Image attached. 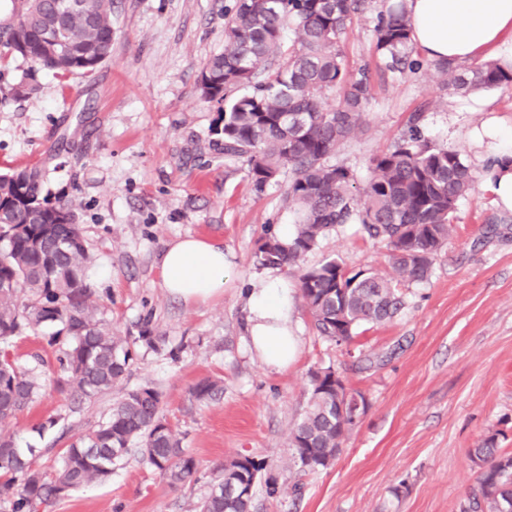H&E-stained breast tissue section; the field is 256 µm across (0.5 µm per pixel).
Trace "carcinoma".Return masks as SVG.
Returning <instances> with one entry per match:
<instances>
[{"label":"carcinoma","instance_id":"1","mask_svg":"<svg viewBox=\"0 0 512 512\" xmlns=\"http://www.w3.org/2000/svg\"><path fill=\"white\" fill-rule=\"evenodd\" d=\"M15 27L0 32V47L57 76L89 74L112 55L113 0H10ZM374 15L375 49L391 72L432 67L461 95L512 90V68L428 61L415 49L405 0H233L224 51L204 65L199 90L220 105L224 160L247 161V175L263 189L289 173L288 206L295 216L290 239L265 226L256 250L262 266L296 273L297 288L319 334L348 342L364 324L381 325L403 307L402 284L423 283L451 239L457 203L470 193L476 170L453 147L422 135L420 114L392 149L369 159L370 175L357 186L355 172L332 162L358 133L373 97L367 69H350L337 49L353 21ZM293 34L286 44V32ZM339 92L331 107L326 94ZM38 167L0 174V346L25 330L43 336L55 352L58 391L75 405L94 401L120 384L139 344L156 348L150 320L130 339L112 334L102 303L87 281L91 255L70 199L43 196ZM341 224H359L389 247L388 271L349 270L329 258L307 267L306 256ZM332 367L309 371L310 397L289 430V466L303 474L331 466L351 422L339 411L351 392ZM42 388L34 370L9 354L0 357V505L8 512H37L49 501L112 476L134 457L172 483L196 479V460L161 413L162 393L151 386L128 390L109 414L61 449L58 468L35 467V449L19 448L6 426ZM224 394V382L203 378L191 390L197 403ZM480 467L469 512H512V455L489 437L470 451ZM264 462L238 455L216 469L209 492L191 512H251L254 494L243 486L280 488Z\"/></svg>","mask_w":512,"mask_h":512}]
</instances>
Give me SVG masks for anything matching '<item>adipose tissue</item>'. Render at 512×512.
Returning a JSON list of instances; mask_svg holds the SVG:
<instances>
[{"label":"adipose tissue","mask_w":512,"mask_h":512,"mask_svg":"<svg viewBox=\"0 0 512 512\" xmlns=\"http://www.w3.org/2000/svg\"><path fill=\"white\" fill-rule=\"evenodd\" d=\"M407 10L416 48L427 59L512 64V0H407ZM488 136L503 145L490 189L498 205L512 210V130L493 128ZM160 271L163 288L184 301L221 295L228 276L224 245L184 236L167 245ZM293 303L292 290L277 279L250 296L251 346L267 369L287 368L298 354L300 338L289 324Z\"/></svg>","instance_id":"ef3b65f1"}]
</instances>
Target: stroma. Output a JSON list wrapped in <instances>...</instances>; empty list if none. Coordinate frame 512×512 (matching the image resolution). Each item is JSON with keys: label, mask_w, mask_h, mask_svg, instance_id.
<instances>
[{"label": "stroma", "mask_w": 512, "mask_h": 512, "mask_svg": "<svg viewBox=\"0 0 512 512\" xmlns=\"http://www.w3.org/2000/svg\"><path fill=\"white\" fill-rule=\"evenodd\" d=\"M232 0H114L112 57L89 75L58 77L0 55V171L38 166L50 199L75 203L94 262L88 282L112 332L138 335L150 321L154 350L140 351L122 385L70 412L66 394L43 393L11 424L22 448H42L46 418L64 416L70 434L93 427L124 390L152 386L162 414L198 464L180 487L129 461L111 478L44 512H189L214 468L239 454L266 461L277 497L257 488L253 512H465L477 476L471 448L495 437L512 454V210L497 206L485 181L457 205L454 236L430 279L404 287L405 305L380 326L364 325L339 345L318 336L302 300L291 323L300 353L287 369L264 368L248 338V297L271 268L255 258L266 225L293 223L287 177L256 190L245 159L224 161L214 133L217 103L201 99L204 63L224 49ZM373 19L363 16L339 48L351 68H367L373 97L357 135L335 156L358 182L368 160L387 151L413 113L428 141L461 151L476 170L495 154L484 128L512 127V91L462 96L433 69L382 73ZM33 94H15L21 82ZM224 245L232 272L222 297L186 302L161 286L166 245L189 235ZM388 248L357 224L337 227L306 265L339 260L351 270L385 271ZM180 347L178 358L169 351ZM23 366L53 375L55 354L28 331L10 346ZM332 367L368 402L366 414L325 470L288 466V431L309 398V372ZM223 380L224 394L200 405V379Z\"/></svg>", "instance_id": "stroma-1"}]
</instances>
